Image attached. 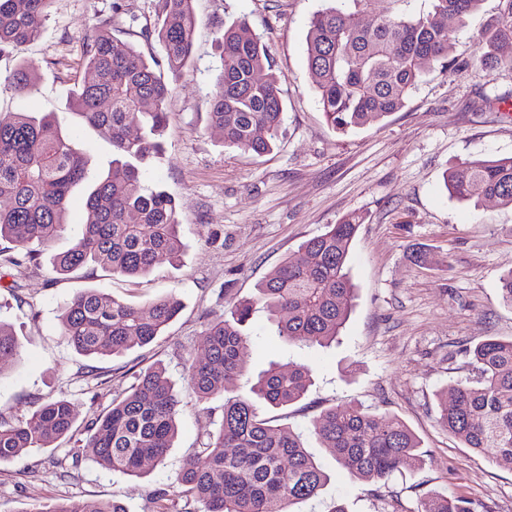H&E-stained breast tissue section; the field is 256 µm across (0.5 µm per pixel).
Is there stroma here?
<instances>
[{
	"mask_svg": "<svg viewBox=\"0 0 512 512\" xmlns=\"http://www.w3.org/2000/svg\"><path fill=\"white\" fill-rule=\"evenodd\" d=\"M497 4L484 0L457 32L453 55L462 69L431 71L401 111L341 135L319 110L306 61L311 19L328 0H194L193 59L167 77L173 93L164 152L142 172L146 186L165 190L178 204L180 263L160 262L136 279L88 266L60 280L45 254L19 271L0 266V320L12 324L21 343L19 360L0 368L1 413L20 417L37 402L65 395L81 427L141 371L160 364L182 399L178 437L164 463L146 464L139 478L99 467L75 440L30 449L0 465V512H28L61 498L112 497L128 512H159V493L175 494L178 472L221 419L223 398L197 403L182 379L186 360L204 353L207 321L223 314L226 300L254 297L302 242L354 213L363 218L348 260L356 294L336 342H287L259 311L242 350L250 377L239 382L240 396H249L251 376L273 361L305 364L314 373L297 404L274 411L256 403L261 415H278L302 432L308 452L329 473L318 497L293 504L292 512H332L339 503L347 512H417L431 491L465 497L474 512H512V470L496 463L493 450L475 452L448 435L435 397L450 381L470 376L469 346L512 337V307L499 296L501 276L512 271V208L458 200L443 183L461 162L512 156V72L471 65ZM116 6L134 28L154 22L153 0H52L39 37L0 56V113L50 115L87 150L89 179L72 190L56 253L76 241L88 219L90 181L112 163L111 142L77 115L71 90L83 76L84 37ZM238 18L265 42L284 77L282 137L261 157L225 147L205 109L219 64L217 31ZM20 63L37 77L29 97L3 82ZM85 288L133 303L172 292L183 308L151 346L88 358L59 326L61 304ZM351 404L407 423L422 441V466L377 486L339 470L307 429L322 409Z\"/></svg>",
	"mask_w": 512,
	"mask_h": 512,
	"instance_id": "35a3bbf8",
	"label": "stroma"
}]
</instances>
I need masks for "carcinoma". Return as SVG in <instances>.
Returning <instances> with one entry per match:
<instances>
[{
  "label": "carcinoma",
  "instance_id": "1",
  "mask_svg": "<svg viewBox=\"0 0 512 512\" xmlns=\"http://www.w3.org/2000/svg\"><path fill=\"white\" fill-rule=\"evenodd\" d=\"M52 0H0V55L39 36ZM347 9L327 7L314 14L306 35L308 70L325 122L346 135L380 123L401 110L421 79L436 65L458 66L451 57L458 25L484 0H383L377 18L364 16L374 0H348ZM152 26L124 29L120 8L84 38L85 75L72 100L85 123L112 143V165L87 195L92 214L77 242L52 256L53 272L65 279L96 266L113 276L137 278L161 257L176 262L182 253L174 199L142 185L141 169L163 152L162 133L170 95L161 67L176 74L191 61L196 18L193 0H154ZM139 35L161 48L146 56L129 40ZM220 67L207 101L210 125L224 132V145L263 156L276 147L284 124L281 84L266 45L246 20L224 26L217 38ZM480 68L512 71V0H498L480 31ZM17 94L36 89L32 72L19 64L9 76ZM140 131L129 136L130 128ZM86 149L63 134L50 116L32 112L0 116V239L19 251L7 263L20 268L35 260L28 245L48 246L64 230L73 187L86 179ZM445 186L460 200L480 191L485 201L512 208V156L462 162L446 174ZM363 218L344 217L304 241L258 285L254 298L231 301L224 318L203 331L205 353L185 364L184 379L197 401L224 397L218 430L209 435L176 478L177 496L204 505L203 512H288L298 500L318 496L328 481L307 452L303 435L288 424L259 415L253 403L225 396L246 377L241 350L256 310L267 315L275 335L289 342L327 344L336 340L352 307L348 272L350 246ZM173 293L143 304L83 289L61 308L60 330L80 354H120L151 344L178 315ZM475 376L450 382L437 394L438 422L467 448H493L499 466L512 469V338L489 337L468 349ZM20 356L11 327L0 322V366ZM312 369L273 361L251 392L273 409L301 401L312 385ZM181 400L166 369L152 366L135 384L83 428L75 427L73 403L61 395L14 419L0 415V464L29 448H45L85 436L97 465L130 476L143 465L163 463L177 436ZM338 466L366 484L384 482L405 466L423 462L422 443L399 417L361 405L330 407L310 423ZM28 512H127L115 499H61ZM417 512H473L463 496L429 492Z\"/></svg>",
  "mask_w": 512,
  "mask_h": 512
}]
</instances>
